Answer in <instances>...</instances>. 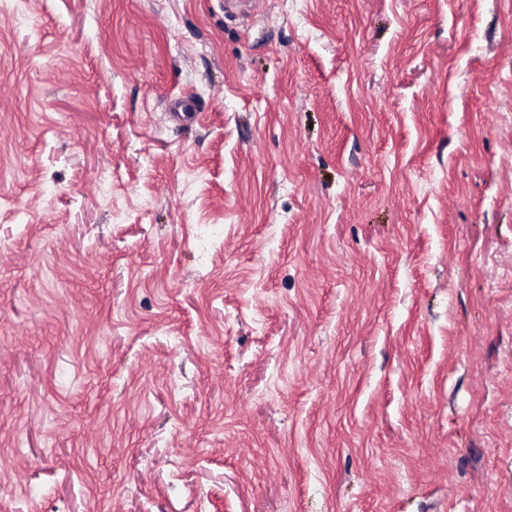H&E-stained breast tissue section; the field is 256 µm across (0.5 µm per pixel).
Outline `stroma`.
<instances>
[{
    "label": "stroma",
    "mask_w": 512,
    "mask_h": 512,
    "mask_svg": "<svg viewBox=\"0 0 512 512\" xmlns=\"http://www.w3.org/2000/svg\"><path fill=\"white\" fill-rule=\"evenodd\" d=\"M0 512H512V0H0Z\"/></svg>",
    "instance_id": "1"
}]
</instances>
